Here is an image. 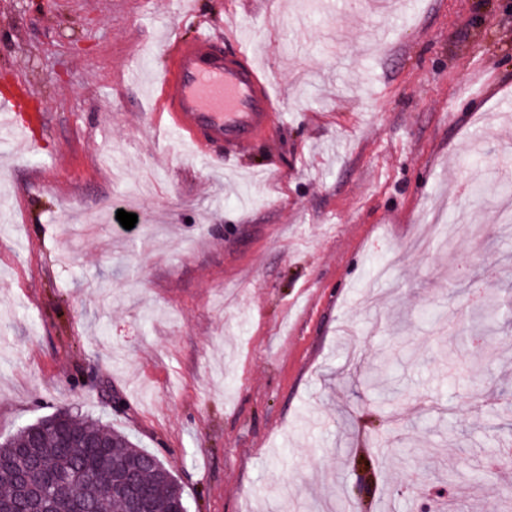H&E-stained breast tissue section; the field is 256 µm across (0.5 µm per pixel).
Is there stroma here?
<instances>
[{
    "label": "stroma",
    "mask_w": 512,
    "mask_h": 512,
    "mask_svg": "<svg viewBox=\"0 0 512 512\" xmlns=\"http://www.w3.org/2000/svg\"><path fill=\"white\" fill-rule=\"evenodd\" d=\"M181 2L0 0V440L106 422L188 512H512V0ZM230 18L284 108L204 161L156 79L166 41ZM116 195L152 222L113 223ZM386 356L393 406L366 383Z\"/></svg>",
    "instance_id": "stroma-1"
}]
</instances>
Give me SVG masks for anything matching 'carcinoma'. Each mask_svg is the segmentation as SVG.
Here are the masks:
<instances>
[{"instance_id": "1", "label": "carcinoma", "mask_w": 512, "mask_h": 512, "mask_svg": "<svg viewBox=\"0 0 512 512\" xmlns=\"http://www.w3.org/2000/svg\"><path fill=\"white\" fill-rule=\"evenodd\" d=\"M478 323L496 321L493 295L481 293L473 302ZM67 416L79 441L71 448L59 446L48 422L36 421L13 438L0 443V508L5 512L25 508L29 512H71L78 498L89 512H126L123 500L109 497L112 481L129 465L137 464L140 482L151 487L152 512H170L183 500V492L164 462L155 454L137 447L129 436L103 423H89L69 411H57L53 417ZM37 443L35 459L40 472L54 485L46 489L50 502L43 498L21 505L17 498L14 457L16 449Z\"/></svg>"}]
</instances>
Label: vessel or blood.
<instances>
[{
    "label": "vessel or blood",
    "mask_w": 512,
    "mask_h": 512,
    "mask_svg": "<svg viewBox=\"0 0 512 512\" xmlns=\"http://www.w3.org/2000/svg\"><path fill=\"white\" fill-rule=\"evenodd\" d=\"M165 51L170 65L158 77L155 109L196 156L238 151L270 128L275 81L245 52H225L207 32L169 42Z\"/></svg>",
    "instance_id": "b4317fda"
}]
</instances>
